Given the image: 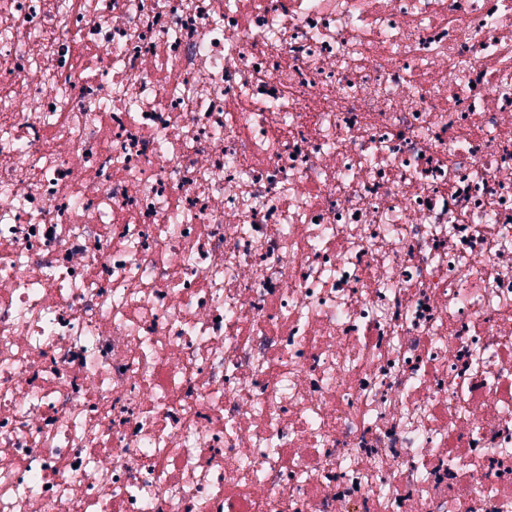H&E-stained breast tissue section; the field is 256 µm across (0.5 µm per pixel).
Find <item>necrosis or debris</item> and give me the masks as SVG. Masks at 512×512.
Returning a JSON list of instances; mask_svg holds the SVG:
<instances>
[{"label":"necrosis or debris","instance_id":"obj_1","mask_svg":"<svg viewBox=\"0 0 512 512\" xmlns=\"http://www.w3.org/2000/svg\"><path fill=\"white\" fill-rule=\"evenodd\" d=\"M0 512H512V0H0Z\"/></svg>","mask_w":512,"mask_h":512}]
</instances>
